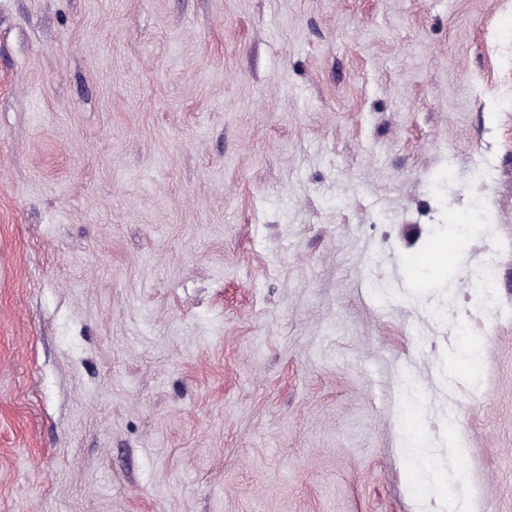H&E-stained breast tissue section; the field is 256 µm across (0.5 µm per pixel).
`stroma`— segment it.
<instances>
[{"mask_svg": "<svg viewBox=\"0 0 512 512\" xmlns=\"http://www.w3.org/2000/svg\"><path fill=\"white\" fill-rule=\"evenodd\" d=\"M0 512H512V0H0Z\"/></svg>", "mask_w": 512, "mask_h": 512, "instance_id": "obj_1", "label": "stroma"}]
</instances>
